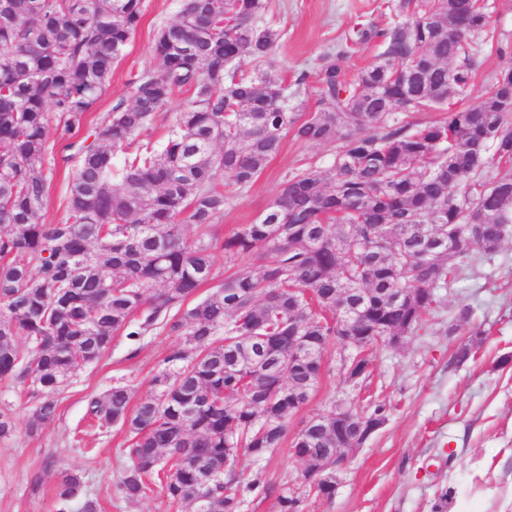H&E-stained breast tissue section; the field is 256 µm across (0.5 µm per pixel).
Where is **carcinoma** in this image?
Returning <instances> with one entry per match:
<instances>
[{
    "mask_svg": "<svg viewBox=\"0 0 512 512\" xmlns=\"http://www.w3.org/2000/svg\"><path fill=\"white\" fill-rule=\"evenodd\" d=\"M390 10V25L358 23L319 59L317 110L302 120L288 101L308 92L309 75L290 82L264 68L278 39L260 24L267 0H180L155 35L158 68L135 75L129 99L64 158L74 167L65 217L45 224L48 129L85 127L144 0H0V380L34 403L29 434L55 420L57 395L114 336L181 337L136 406L127 384L87 403L100 426L132 436L115 485L125 501L160 489L171 507L240 512L239 476L224 463L239 448L261 461L281 447L336 337L418 332L473 252L491 257L512 238V54L499 49L483 99L456 108L492 15L476 0H393ZM372 41L380 60L347 80L342 62ZM181 93L191 98L162 141L141 138ZM430 110L447 115L407 120ZM290 133L334 147L328 169L287 174L265 214L212 240L224 186L255 182ZM217 247L253 265L189 306ZM290 336L306 337L307 352ZM273 358L284 369L272 371ZM390 411L377 399L339 403L311 415L291 447L314 470ZM81 489L65 472L55 495L69 502ZM320 492L284 491L280 512H302V496Z\"/></svg>",
    "mask_w": 512,
    "mask_h": 512,
    "instance_id": "cac0c4a2",
    "label": "carcinoma"
}]
</instances>
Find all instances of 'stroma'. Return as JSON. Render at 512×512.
<instances>
[{"instance_id": "35a3bbf8", "label": "stroma", "mask_w": 512, "mask_h": 512, "mask_svg": "<svg viewBox=\"0 0 512 512\" xmlns=\"http://www.w3.org/2000/svg\"><path fill=\"white\" fill-rule=\"evenodd\" d=\"M496 33L475 59L469 104H477L501 65L498 50L512 48V0H488ZM266 22L281 37L272 55L286 76L314 72L319 58L355 24L390 22L388 0H269ZM144 15L112 71L106 95L87 119L95 126L111 105L127 97V83L138 71L156 67L154 39L172 22L178 0H145ZM333 150L286 137L281 152L249 187H226L224 214L213 226L217 237L253 223L275 197L284 176L306 163L326 168ZM439 308L428 329L396 347L374 353L368 386L347 383L335 349L324 357V372L307 404L291 415L296 435L314 412H329L346 401L365 406L373 398L392 410L386 424L335 474L331 499H307L303 512H434L447 495V512H512V240L492 258L475 256L460 274L439 289ZM472 309L459 322V306ZM176 336L156 332L132 341L114 337L96 362L76 370L60 397L55 421L36 437L25 432L32 405L21 388L0 382V408H9L16 432L0 439V512H79V502L60 507L54 488L60 473H79L84 496L98 499L102 512H175L162 493L135 504L115 492L127 464L122 450L126 430L89 425L86 400L118 382L146 395L160 360ZM473 342L475 358L457 362L461 344ZM303 464L282 447L262 461L241 454L238 475L252 479L263 471L270 493L250 492L242 512H279L278 491L299 485Z\"/></svg>"}]
</instances>
